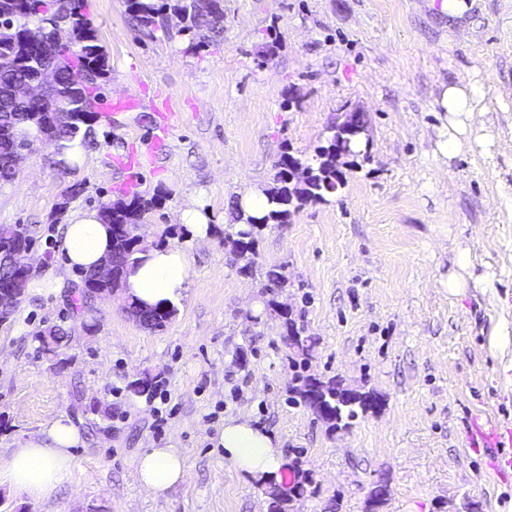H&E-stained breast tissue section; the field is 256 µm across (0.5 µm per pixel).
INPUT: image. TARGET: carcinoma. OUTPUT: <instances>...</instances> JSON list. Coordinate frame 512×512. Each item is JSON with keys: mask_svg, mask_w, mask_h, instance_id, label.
<instances>
[{"mask_svg": "<svg viewBox=\"0 0 512 512\" xmlns=\"http://www.w3.org/2000/svg\"><path fill=\"white\" fill-rule=\"evenodd\" d=\"M40 0H0V184L12 182L16 172L6 166V160L14 154L15 150L28 145L35 136V129L28 122V111L39 108L47 111L54 106L59 98H64L80 108H92L101 101V81L92 75L90 64L100 62L107 64V55L104 47L98 42L96 31L85 14V0H54L55 9L40 16L39 30L46 39L44 47L54 48L55 29L58 21L68 19V29L71 33L70 42L66 49L61 51L64 56V68L57 76L55 97L45 102L32 103L20 101L13 96L12 90L16 85L25 81L31 75V68L26 61L30 58V51L23 41V34L27 30V19L37 14ZM198 0H128V10L136 24L143 28H154L158 19L165 12L171 11L182 17L183 33H191L198 28L197 17ZM213 17L208 28L216 34L224 31V4L223 0H210ZM333 135L316 151V164L310 166L311 177L306 184L300 186L288 183V154H283L276 163L277 172L272 187L265 189L269 202L273 208L268 214L258 218L246 215L241 209H236L235 222L244 223L249 230L237 232L234 245L241 256L251 253L255 249L256 235L269 224H286L291 216V209L299 208L307 201H323L326 195L337 186L344 184L345 174L336 168V142L348 138L345 129L339 126L332 127ZM94 128L91 122H80L77 125L60 130L55 135L58 148H64V143L76 139L87 143L94 138ZM146 204L133 199L130 202L103 203L100 206L102 221L112 228L123 224H136L145 211ZM140 251L132 235L113 240V256L123 263H129L131 257ZM130 313L141 316V323L152 328L161 326L170 310L157 309L159 320L146 313L135 303L129 304ZM285 323L291 325L296 336L293 349L299 355H309L312 347L310 339L301 335L297 330L295 320L288 317V312H280ZM67 338V331L61 325L54 326L52 335L48 337L37 336L42 351L55 354ZM294 381L300 386L314 387L327 398L336 396L341 391V382L335 378L322 380L305 375L301 372L294 374ZM377 398L370 393H361L348 405L341 408L338 421L331 422V427L341 424L348 428L352 425L359 413L370 409Z\"/></svg>", "mask_w": 512, "mask_h": 512, "instance_id": "cac0c4a2", "label": "carcinoma"}]
</instances>
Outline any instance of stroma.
<instances>
[{"label": "stroma", "mask_w": 512, "mask_h": 512, "mask_svg": "<svg viewBox=\"0 0 512 512\" xmlns=\"http://www.w3.org/2000/svg\"><path fill=\"white\" fill-rule=\"evenodd\" d=\"M442 2L224 0L211 39L180 34L172 14L143 29L127 0H87L109 65L96 142L65 168L55 144L36 143L0 186V224L25 225L33 264L48 252L57 265L71 214L140 196L151 203L142 243L186 252L187 290L150 329L116 293L76 308L82 278L67 273L58 293L24 296L0 323V455L65 417L83 470L40 501L1 488L0 512H270L261 482L216 446L238 414L279 437L281 484L304 489L294 512H512V465L498 470L473 431L478 415L512 418V0H468L460 16ZM460 81L483 85L473 127L498 144L446 161L434 100ZM163 96L180 116L165 135ZM119 97L138 105L113 115ZM350 109L366 114L367 155L242 258L240 197L272 183L283 153L315 163ZM195 200L211 216L199 244L178 220ZM273 268L284 284L267 281ZM455 273L466 286L452 293ZM272 300L312 341L306 374L373 393L377 409L339 431L291 393L297 356L283 323L254 309ZM54 324L69 340L49 357L35 335ZM145 377L150 391L133 392ZM149 448L185 460L186 482L161 497L132 467ZM380 480L388 494L373 508Z\"/></svg>", "instance_id": "obj_1"}]
</instances>
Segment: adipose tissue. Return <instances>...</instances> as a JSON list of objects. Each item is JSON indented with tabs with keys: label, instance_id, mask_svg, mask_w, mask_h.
Returning a JSON list of instances; mask_svg holds the SVG:
<instances>
[{
	"label": "adipose tissue",
	"instance_id": "ef3b65f1",
	"mask_svg": "<svg viewBox=\"0 0 512 512\" xmlns=\"http://www.w3.org/2000/svg\"><path fill=\"white\" fill-rule=\"evenodd\" d=\"M483 97L480 85L467 83L441 89L437 106L446 114L437 148L442 157L452 158L463 150L486 146V134L474 132L473 112ZM112 253V230L102 223L98 210L73 215L63 230L62 265L47 267L30 278L25 291L31 296L55 293L65 272L101 270ZM188 260L184 250L147 246L129 263L123 274L122 296L142 308H171L186 290ZM78 430L65 419L50 423L40 437L0 457V487L9 488L31 500L48 498L61 485L72 481L76 461L72 453L79 443ZM224 462L236 471L272 479L277 477L283 452L277 436L250 417L225 418L218 440ZM143 488L156 496L186 479L181 454L172 448H150L132 462Z\"/></svg>",
	"mask_w": 512,
	"mask_h": 512
}]
</instances>
